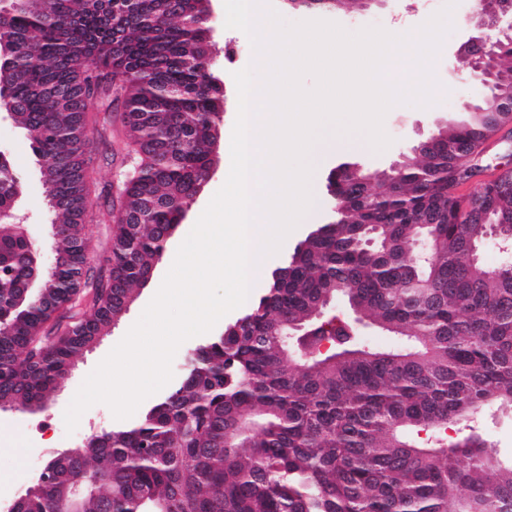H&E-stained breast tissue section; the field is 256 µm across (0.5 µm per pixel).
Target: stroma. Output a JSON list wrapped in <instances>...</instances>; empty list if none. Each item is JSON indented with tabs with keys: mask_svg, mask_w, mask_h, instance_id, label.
Instances as JSON below:
<instances>
[{
	"mask_svg": "<svg viewBox=\"0 0 512 512\" xmlns=\"http://www.w3.org/2000/svg\"><path fill=\"white\" fill-rule=\"evenodd\" d=\"M468 11L469 0H458L451 14L453 29L432 62L433 76L438 84L433 105L422 108L398 104L392 112L386 113L383 129L392 143L384 151H374L367 143L354 148L340 144L323 154L313 176L314 187L319 191L317 210L312 218L300 221L277 254L265 257L262 274L253 280L251 298H258L263 293L268 271L285 263L294 245L307 235L311 225L329 220L332 203L322 195L321 189L326 173L337 161L351 157L370 170H386L392 163L401 160L404 154L409 153L418 141L453 122L464 105H485L491 96L490 90L475 89L464 85L460 80L461 74L468 70L466 60L458 54L460 34L467 23ZM432 15V10L415 5L412 0H353L347 8L332 15L331 20L346 31L356 32L367 27L387 30L404 17L409 18L411 28L416 29ZM209 26L213 44V70L224 83V121L213 154L210 176L187 210L182 223L170 237L166 246L170 253L178 249L192 224L196 223L213 195L224 184V155L238 113V93L233 74L246 68L255 58L248 36L240 30L225 28L221 0H209ZM0 153L7 156L22 182L23 190L16 214L45 257H52L54 240L51 225L54 214L48 205L46 187L40 175L41 164L28 132L3 111H0ZM166 273V262L155 265L151 279L140 287L136 300L121 320L112 327L110 333L78 359L70 375L43 408L31 412L9 408L0 410V500L15 499L23 494L33 484L49 451L78 447L90 435L117 426L118 421L110 408L98 403L82 414L77 429L70 433L66 430L64 412L85 377L139 319ZM16 426L22 431L21 439L17 442L10 440L7 435L8 430ZM477 427L493 444L500 459H512L511 406L486 409L479 418Z\"/></svg>",
	"mask_w": 512,
	"mask_h": 512,
	"instance_id": "1",
	"label": "stroma"
}]
</instances>
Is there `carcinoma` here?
I'll list each match as a JSON object with an SVG mask.
<instances>
[{"label":"carcinoma","mask_w":512,"mask_h":512,"mask_svg":"<svg viewBox=\"0 0 512 512\" xmlns=\"http://www.w3.org/2000/svg\"><path fill=\"white\" fill-rule=\"evenodd\" d=\"M286 2L331 14L347 0ZM207 4L0 0V105L45 159L57 255L39 296L17 303L12 285L41 257L13 216L20 180L0 165V208L12 212L0 222V399L51 397L134 302L207 180L224 110ZM497 52L507 85L512 44ZM116 100L131 164L114 192L93 178L89 105L110 115ZM506 102L465 114L393 184L338 163L330 221L263 295L188 355L179 385L136 423L88 437L67 462L50 456L18 512H59L88 482L82 512H512V461L459 433L512 406V261L491 270L476 258L490 220L512 223V188L450 192L512 122ZM98 216L111 225L101 261L86 239ZM339 299L402 345L373 347L329 312Z\"/></svg>","instance_id":"cac0c4a2"}]
</instances>
